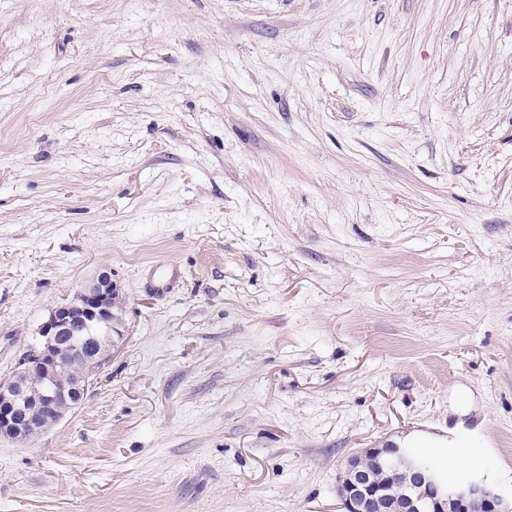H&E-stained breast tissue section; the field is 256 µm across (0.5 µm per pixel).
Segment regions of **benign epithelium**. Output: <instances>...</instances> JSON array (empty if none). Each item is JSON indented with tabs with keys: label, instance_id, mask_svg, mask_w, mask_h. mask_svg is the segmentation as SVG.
I'll list each match as a JSON object with an SVG mask.
<instances>
[{
	"label": "benign epithelium",
	"instance_id": "benign-epithelium-1",
	"mask_svg": "<svg viewBox=\"0 0 512 512\" xmlns=\"http://www.w3.org/2000/svg\"><path fill=\"white\" fill-rule=\"evenodd\" d=\"M123 303L112 272L101 271L50 311L39 348L0 381V439L29 443L81 404L124 339ZM339 498L342 512H506L497 486L472 473L450 488L397 442L351 453Z\"/></svg>",
	"mask_w": 512,
	"mask_h": 512
}]
</instances>
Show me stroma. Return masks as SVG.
Here are the masks:
<instances>
[{
	"instance_id": "35a3bbf8",
	"label": "stroma",
	"mask_w": 512,
	"mask_h": 512,
	"mask_svg": "<svg viewBox=\"0 0 512 512\" xmlns=\"http://www.w3.org/2000/svg\"><path fill=\"white\" fill-rule=\"evenodd\" d=\"M104 269L0 512H340L387 441L511 507L512 0H0V379ZM123 303L112 272L101 271L50 311L39 348L0 381V439L29 443L81 404L125 337Z\"/></svg>"
}]
</instances>
